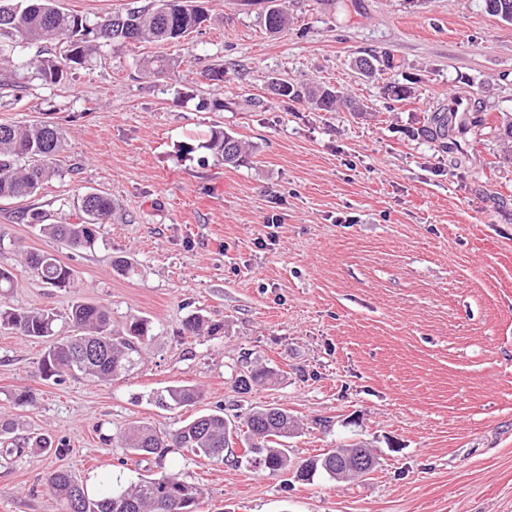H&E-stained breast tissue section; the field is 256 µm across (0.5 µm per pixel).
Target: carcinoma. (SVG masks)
<instances>
[{
    "mask_svg": "<svg viewBox=\"0 0 512 512\" xmlns=\"http://www.w3.org/2000/svg\"><path fill=\"white\" fill-rule=\"evenodd\" d=\"M494 4L492 15L512 23V0H483ZM208 19L201 0H151L146 6H132L115 11L103 21L91 25L78 14L66 13L54 6V0H0V61L9 66L6 78L10 85L23 90L24 83L13 80L15 64L5 54L8 49L24 44L57 40L65 47L60 55L45 56L36 62L25 61L22 67H34L39 80L59 85L69 71L86 63L102 44H137L141 42H178L200 28ZM290 16L284 3L268 0L264 12L265 29L277 33L288 26ZM143 72L162 77L177 65L173 58L151 57L139 60ZM278 95L296 98L305 92L318 110L331 111L340 102L332 87L320 86L306 91L292 84L275 87ZM486 105L481 98L464 102L448 99V103L430 112L418 134L448 154L449 164L460 166L469 161L459 138L471 133L483 135L489 128ZM65 137L51 123L27 126L0 124V200H19L36 194L56 170L54 161L64 150ZM206 148L215 160L227 166L247 161L248 152L241 139L222 129L211 131ZM79 222L75 224H42L40 232L75 251H92L99 245V226L112 216V198L104 191L83 194L78 201ZM25 272L48 288L72 287L73 268L49 253H31ZM57 315L45 309H18L0 303V326L9 327L24 338L45 345L40 362L41 372L48 378L87 380L108 383L120 379L142 357L152 339L150 322L133 318L124 330H112V313L104 305L77 301L68 317V334L56 329ZM224 329L199 314L188 316L180 335L216 336ZM275 379L267 366H255L235 377L234 386L248 392L254 385ZM204 397L192 385L169 386L154 399L166 409L191 406ZM14 425L0 422V457H20L29 449L52 448V440L37 435L17 440L11 437ZM295 430L288 411L279 407H262L248 412L243 420L232 421L222 412L189 417L173 430H160L133 421L119 435L117 443L128 459L138 462L147 456L163 458L169 452L186 450L209 460L224 461V451L238 440L247 448V464L256 469L281 471L288 468V449L284 441ZM361 451L376 460L374 449L350 444L304 461L296 471L301 481H310L317 472L330 479L344 473V461L351 453ZM47 487L60 501L64 512H198L204 490L177 474L143 476L125 485L121 480L108 481L97 495L89 494L86 484L69 471L57 469L46 478Z\"/></svg>",
    "mask_w": 512,
    "mask_h": 512,
    "instance_id": "cac0c4a2",
    "label": "carcinoma"
}]
</instances>
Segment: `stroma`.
<instances>
[{"mask_svg": "<svg viewBox=\"0 0 512 512\" xmlns=\"http://www.w3.org/2000/svg\"><path fill=\"white\" fill-rule=\"evenodd\" d=\"M287 2L277 34L263 0H205L209 21L180 42L105 45L63 84L0 86V123L47 121L66 138L59 175L0 201V266L47 251L77 276L66 290L21 277L5 304L64 317L83 300L107 305L114 328L153 326L144 359L109 384L44 379L42 343L0 327V418L56 445L0 464V512H59L44 481L58 468L92 491L175 473L204 488L202 512H512V161L497 138L468 134L456 170L417 135L462 92L484 98L490 123L512 114V23L483 0ZM367 54L392 65L362 76L352 63ZM152 56L178 59L175 76L145 75ZM275 81L331 85L342 101L320 111L273 94ZM394 83L413 95L388 97ZM214 128L249 144L247 163L215 161ZM94 189L113 203L102 248L41 234L76 223ZM116 256L135 275H117ZM194 312L223 335L182 338ZM249 362L278 376L241 394ZM180 384L203 401L154 405ZM23 391L33 403L16 402ZM265 405L299 427L292 461L361 442L376 470L306 483L185 451L120 463L114 439L132 421L173 429Z\"/></svg>", "mask_w": 512, "mask_h": 512, "instance_id": "1", "label": "stroma"}]
</instances>
